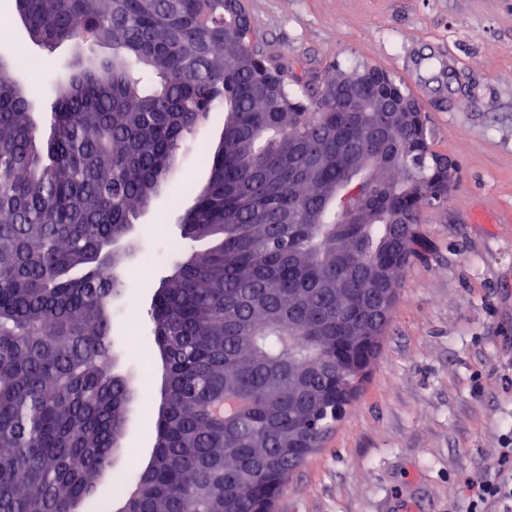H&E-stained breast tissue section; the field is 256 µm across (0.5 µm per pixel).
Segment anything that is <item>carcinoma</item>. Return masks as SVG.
<instances>
[{
    "instance_id": "obj_1",
    "label": "carcinoma",
    "mask_w": 512,
    "mask_h": 512,
    "mask_svg": "<svg viewBox=\"0 0 512 512\" xmlns=\"http://www.w3.org/2000/svg\"><path fill=\"white\" fill-rule=\"evenodd\" d=\"M30 41L91 38L112 61L55 73L40 139L24 85L0 72V512H80L125 434L136 393L116 368L133 223L163 185L193 198L150 309L165 363L146 465L100 501L133 512L277 507L336 420L322 397L359 386L336 366L375 263L402 273L428 207L448 202L420 107L350 112L336 136L333 70L310 92L266 63L242 0H16ZM376 97L415 96L386 73ZM220 117L202 187L176 158Z\"/></svg>"
}]
</instances>
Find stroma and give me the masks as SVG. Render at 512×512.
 I'll return each instance as SVG.
<instances>
[{
	"label": "stroma",
	"mask_w": 512,
	"mask_h": 512,
	"mask_svg": "<svg viewBox=\"0 0 512 512\" xmlns=\"http://www.w3.org/2000/svg\"><path fill=\"white\" fill-rule=\"evenodd\" d=\"M272 57L321 81L334 66L368 65L404 81L422 76L418 102L431 148L458 166L446 205L421 215L422 245L404 272L379 352L344 418L294 472L279 512H465L466 479L497 468L512 423V0H245ZM37 64L12 75L34 98L42 136L53 123L42 92L67 59L29 45ZM165 187L133 236L164 252L179 235ZM165 263L131 285L114 336L136 320L140 351L122 368L138 374L155 355L148 310ZM163 371L143 379L112 459L149 457Z\"/></svg>",
	"instance_id": "stroma-1"
}]
</instances>
